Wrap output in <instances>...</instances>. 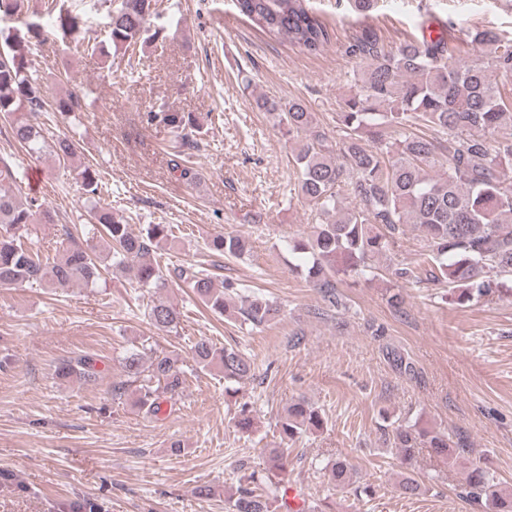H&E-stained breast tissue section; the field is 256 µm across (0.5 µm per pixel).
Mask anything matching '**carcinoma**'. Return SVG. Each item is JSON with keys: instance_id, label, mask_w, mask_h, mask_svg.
<instances>
[{"instance_id": "1", "label": "carcinoma", "mask_w": 512, "mask_h": 512, "mask_svg": "<svg viewBox=\"0 0 512 512\" xmlns=\"http://www.w3.org/2000/svg\"><path fill=\"white\" fill-rule=\"evenodd\" d=\"M308 0H235L239 13L271 39L286 42L300 53H318L330 43L327 27L307 5ZM156 0H118L108 12L107 35L114 53L135 51L138 44L157 37L149 19ZM25 0H0V18L26 12ZM81 27V20L61 9L56 30L67 37ZM44 41L43 27L29 23L26 32L0 29V119L13 139L30 154L49 148L58 159H71L75 144L68 138L48 145L37 117L48 111L36 69L29 59L28 43ZM462 43L482 57L468 64L460 49L441 33L437 37L408 38L391 51L379 45L370 29L362 31L347 47L361 92L346 97L336 113L337 138H332L299 98L283 99L261 94L255 108L271 116L288 138L298 170V193L315 211L310 239L298 242L301 268L318 288L323 301L336 306V277L371 273L370 260L390 249L408 224L423 233L421 263L430 278L468 302L507 287L512 279V94L501 91L499 78L512 76V38L489 28H470ZM82 97L71 94L56 102L64 116L82 111ZM146 121L160 125L181 147L197 145L201 127L185 112H148ZM436 169L431 176L427 169ZM80 186L92 202L87 233L102 239L108 250L66 246L52 261L26 246L16 231L28 224L51 219L34 198L0 190V286L36 283L65 289L96 282L101 270L112 268L130 275L140 288L157 291L168 287L155 254L163 243L175 240L171 226L149 224L134 233L112 211L95 204L99 193L96 170L83 168ZM347 188L354 201L350 208L338 201V188ZM207 249L226 258H240L247 241L233 233L217 234ZM178 278L213 314L253 327L266 326L280 316V306L261 293L243 294L231 281L216 286L205 269L188 266ZM152 325L165 332L177 330L183 312L161 299L147 307ZM201 368L217 367L224 373L225 394L253 376V362L238 349L216 347L208 338L193 347ZM96 361L87 355L65 360L57 367L63 377L90 380L97 375ZM128 380L113 388L122 398L127 386L142 373V357L132 351L124 358ZM156 385H143L139 409L155 415L161 401L184 389V371L178 360L156 356L150 365ZM253 404L238 403L234 424L241 431L253 425ZM281 434L292 439L303 431L323 427L320 413L300 400L288 407L280 421ZM405 472L399 481L402 494H421L414 462L423 449L452 466L458 453L448 436L426 429L397 426L392 434ZM329 479L350 483L353 472L344 459L326 464ZM235 493L224 500L226 512H277L286 506L288 460L284 453H270L264 472L239 467ZM467 494L481 500L492 512H512V494L494 476L473 467L465 479Z\"/></svg>"}]
</instances>
